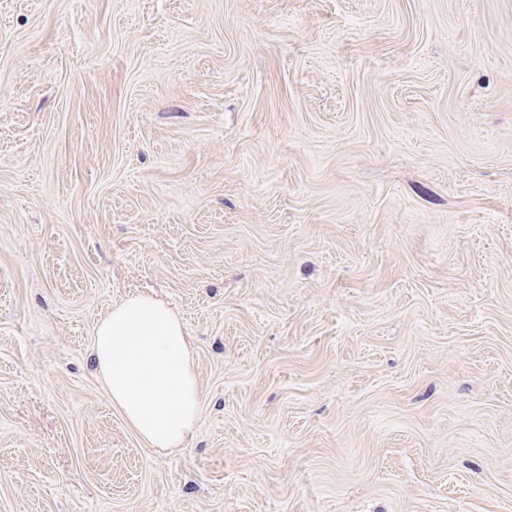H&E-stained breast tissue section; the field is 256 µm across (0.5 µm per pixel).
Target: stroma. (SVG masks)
I'll use <instances>...</instances> for the list:
<instances>
[{"label":"stroma","instance_id":"stroma-1","mask_svg":"<svg viewBox=\"0 0 512 512\" xmlns=\"http://www.w3.org/2000/svg\"><path fill=\"white\" fill-rule=\"evenodd\" d=\"M0 512H512V0H0ZM182 320L152 295L128 297L99 321L92 361L112 406L152 448L196 431L201 391Z\"/></svg>","mask_w":512,"mask_h":512}]
</instances>
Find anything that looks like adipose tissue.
Listing matches in <instances>:
<instances>
[{"label":"adipose tissue","mask_w":512,"mask_h":512,"mask_svg":"<svg viewBox=\"0 0 512 512\" xmlns=\"http://www.w3.org/2000/svg\"><path fill=\"white\" fill-rule=\"evenodd\" d=\"M92 361L113 407L150 447H181L194 434L201 391L184 325L148 295L113 305L99 321Z\"/></svg>","instance_id":"obj_1"}]
</instances>
